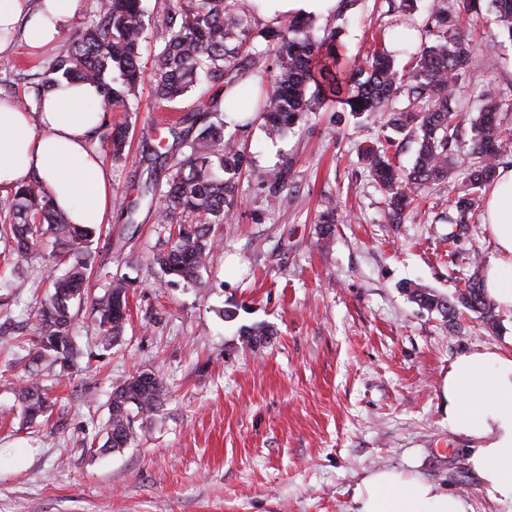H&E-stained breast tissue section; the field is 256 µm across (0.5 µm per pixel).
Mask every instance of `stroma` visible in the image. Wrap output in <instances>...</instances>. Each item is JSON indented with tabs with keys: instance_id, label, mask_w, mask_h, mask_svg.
<instances>
[{
	"instance_id": "1",
	"label": "stroma",
	"mask_w": 512,
	"mask_h": 512,
	"mask_svg": "<svg viewBox=\"0 0 512 512\" xmlns=\"http://www.w3.org/2000/svg\"><path fill=\"white\" fill-rule=\"evenodd\" d=\"M382 0H357L346 13L318 16V32L340 29L350 56L384 37L405 64L429 0H417L402 25L381 15ZM473 21L481 53L469 100L494 89L512 125V44H500L490 0ZM0 98L26 111L37 102L23 75L39 73L23 29L0 36ZM248 114L225 127L246 149L233 221L212 235L213 257L189 287L153 263L167 235L154 222L146 181H166L156 157L172 143L168 123L196 109L200 90L160 104L142 91L128 122L126 159L109 162L114 206L91 244L92 295L112 278L132 282L130 317L112 348L100 342L91 302L74 306L80 358L71 373L45 367L40 378L53 407L26 425L11 391L0 387V512H354V490L370 471L417 468L467 498L473 512H512L493 502L468 463L471 439L449 429L440 387L449 363L477 347L512 351V309L496 330L460 316L446 322L399 288L413 281L452 296L472 274L471 259L495 251L482 212L467 231L436 221L446 193L429 191L425 215L385 220V203L365 168L361 146L383 135L377 119L323 108L291 132L268 134L254 111L263 80L248 77ZM284 168L288 204L274 206L263 180ZM341 215L329 248L315 219L328 199ZM61 258L43 246L18 262L0 239V372L27 374L20 341L32 338L37 308ZM262 324L264 344L241 336ZM157 372L165 402L134 423L128 448L95 447L105 433L112 386L135 371Z\"/></svg>"
}]
</instances>
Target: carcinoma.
I'll return each mask as SVG.
<instances>
[{
  "mask_svg": "<svg viewBox=\"0 0 512 512\" xmlns=\"http://www.w3.org/2000/svg\"><path fill=\"white\" fill-rule=\"evenodd\" d=\"M491 2L499 35L512 42V0ZM479 5L480 0H432L424 42L411 55L410 65L399 69L385 42L374 44L360 65L346 53L339 31L331 30L318 39L309 18L295 17L281 28L254 34L234 11V0H162L161 24L153 30L157 53L152 78L157 99L175 101L198 86L208 93L205 108L183 118L192 134L181 139L177 148L157 154L171 169L166 182L150 181L142 190V196L160 202L155 222L177 225L166 247L154 256L162 273L197 283L210 252V227L225 223L237 201L238 181L249 161L232 138L224 137V117L239 111L241 87L249 75L266 79L268 93L260 118L272 134L293 129L307 113L328 103L359 115H382L393 133L416 144L414 165L402 172L381 142L362 148L364 164L385 197L389 222L400 224L418 212L425 189L448 182L460 132L456 90L475 69L478 51L470 25ZM147 31L142 0H96L85 31L60 40L49 56L32 86L35 98L63 78L97 85L107 111L114 107L131 111L138 104L143 81L141 43ZM253 34L266 41L268 49L241 55ZM471 132L470 173L450 200V224L471 222L470 213L495 179L499 158L512 153V131L503 127L502 104L488 92L478 95ZM106 139L112 157L123 158L129 126H113ZM264 182L273 203L288 199L286 172L274 169ZM3 201L6 206L0 212L5 223L0 234L14 240L16 255L30 256L50 238L66 264L64 274L53 279V292L37 310L35 336L26 348L28 376L15 386L24 417L33 421L52 408L39 378L40 367L47 362L69 369L79 354L72 307L87 295L96 225L69 223L37 180L11 190ZM336 222V204L330 202L317 216L323 243H329ZM402 290L419 307L439 313L448 322L465 310L486 328L497 327L496 306L479 268L450 298L408 282ZM128 293L129 283L119 278L93 300L99 330L110 344L123 332ZM117 395L135 405L131 410L112 407L105 451L127 447L134 437L130 413L154 414L166 392L160 376L145 369L115 383L112 396Z\"/></svg>",
  "mask_w": 512,
  "mask_h": 512,
  "instance_id": "1",
  "label": "carcinoma"
}]
</instances>
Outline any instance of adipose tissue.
<instances>
[{"label":"adipose tissue","mask_w":512,"mask_h":512,"mask_svg":"<svg viewBox=\"0 0 512 512\" xmlns=\"http://www.w3.org/2000/svg\"><path fill=\"white\" fill-rule=\"evenodd\" d=\"M80 0H0V33L26 21L32 49L59 42ZM100 90L60 81L40 111L0 99V190L32 180L46 187L73 224L103 223L112 211L109 174L92 140L106 118ZM496 255L485 272L488 293L512 308V167L500 168L484 200ZM449 428L477 441L469 464L494 500L512 503V353L476 348L457 356L441 386ZM356 512H471L461 496L419 473L381 468L355 490Z\"/></svg>","instance_id":"adipose-tissue-1"}]
</instances>
